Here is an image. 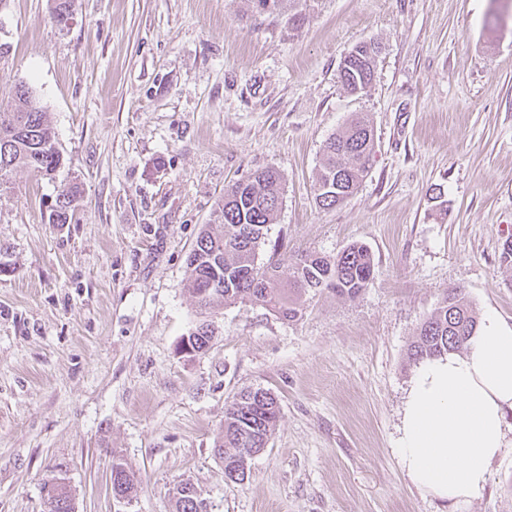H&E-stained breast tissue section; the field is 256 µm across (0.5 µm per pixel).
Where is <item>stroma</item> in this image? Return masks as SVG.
Wrapping results in <instances>:
<instances>
[{
    "instance_id": "1",
    "label": "stroma",
    "mask_w": 512,
    "mask_h": 512,
    "mask_svg": "<svg viewBox=\"0 0 512 512\" xmlns=\"http://www.w3.org/2000/svg\"><path fill=\"white\" fill-rule=\"evenodd\" d=\"M54 5H0V101L32 87L64 161L56 180L13 172L0 199V512H43L53 477L76 512H120L116 451L142 480L132 512H172L186 480L211 512H512V446L459 504L395 451L408 348L443 293L512 322V0H72L64 24ZM364 40L375 77L353 94L340 67ZM357 113L368 173L321 208L324 145ZM268 166L285 191L259 261L359 243L373 282L307 294L291 321L214 307L211 348L182 356L201 318L186 257L225 186ZM63 179L81 197L54 226ZM245 388L280 415L239 484L214 446Z\"/></svg>"
}]
</instances>
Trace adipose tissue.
Segmentation results:
<instances>
[{
    "label": "adipose tissue",
    "mask_w": 512,
    "mask_h": 512,
    "mask_svg": "<svg viewBox=\"0 0 512 512\" xmlns=\"http://www.w3.org/2000/svg\"><path fill=\"white\" fill-rule=\"evenodd\" d=\"M512 323L485 313L465 353L422 360L403 404L396 452L414 484L452 503L478 498L512 444Z\"/></svg>",
    "instance_id": "1"
}]
</instances>
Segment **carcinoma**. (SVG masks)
I'll return each instance as SVG.
<instances>
[{
  "label": "carcinoma",
  "instance_id": "obj_1",
  "mask_svg": "<svg viewBox=\"0 0 512 512\" xmlns=\"http://www.w3.org/2000/svg\"><path fill=\"white\" fill-rule=\"evenodd\" d=\"M356 52L351 67L340 71L343 86L352 93L366 90L374 74L375 46L361 42ZM374 147V128L360 115L327 140L316 181L320 205L336 207L354 194L368 173ZM62 164L46 112L30 87L19 84L11 101L0 103V192L8 189L10 177L18 169L53 179ZM283 192V177L273 167L257 169L224 189L217 204V223L205 225L186 261V288L200 307L254 302L293 320L300 313L302 295L310 290L327 288L340 297L354 299L372 284L373 258L364 245L352 244L334 257L310 254L284 271L272 256L263 265L257 263ZM78 198V186L61 183L50 208L49 223H69ZM477 325L463 291L451 288L422 323L411 344L410 358L419 362L464 350ZM213 338L214 330L205 322L188 336L193 348L203 354L210 349ZM278 419V402L269 391L245 389L234 397L224 411L222 441L214 448L215 455L224 461L228 479L238 483L247 479L243 459L267 447ZM112 467L126 473L123 492L134 493L136 472L115 453ZM189 486L191 483L182 482L175 487L174 512H201L203 499L199 495L181 493Z\"/></svg>",
  "mask_w": 512,
  "mask_h": 512
}]
</instances>
